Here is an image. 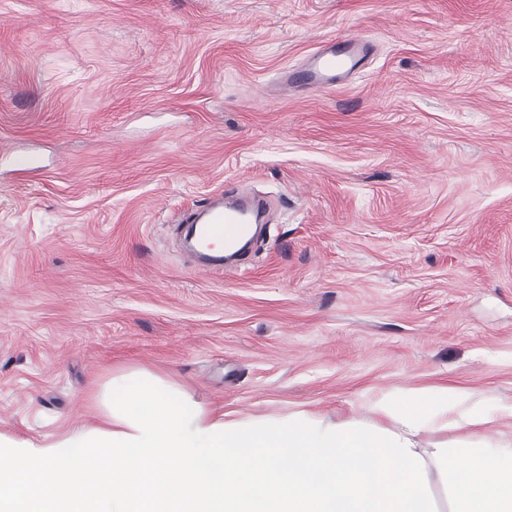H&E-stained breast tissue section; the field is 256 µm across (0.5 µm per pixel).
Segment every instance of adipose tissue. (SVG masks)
Wrapping results in <instances>:
<instances>
[{"label": "adipose tissue", "mask_w": 512, "mask_h": 512, "mask_svg": "<svg viewBox=\"0 0 512 512\" xmlns=\"http://www.w3.org/2000/svg\"><path fill=\"white\" fill-rule=\"evenodd\" d=\"M101 403L95 422L47 443L0 433V512H436L431 467L459 472L454 512H512V449L421 447L433 423H492L445 388L375 401L388 429L232 417L145 369L114 374Z\"/></svg>", "instance_id": "obj_1"}]
</instances>
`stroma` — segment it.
I'll return each mask as SVG.
<instances>
[{
  "mask_svg": "<svg viewBox=\"0 0 512 512\" xmlns=\"http://www.w3.org/2000/svg\"><path fill=\"white\" fill-rule=\"evenodd\" d=\"M363 35L345 87L284 91ZM0 432L51 441L145 368L235 416L377 423L454 387L512 443V0H0ZM270 224L202 272L215 190Z\"/></svg>",
  "mask_w": 512,
  "mask_h": 512,
  "instance_id": "stroma-1",
  "label": "stroma"
}]
</instances>
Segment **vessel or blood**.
I'll return each mask as SVG.
<instances>
[{
    "label": "vessel or blood",
    "instance_id": "b4317fda",
    "mask_svg": "<svg viewBox=\"0 0 512 512\" xmlns=\"http://www.w3.org/2000/svg\"><path fill=\"white\" fill-rule=\"evenodd\" d=\"M371 45L356 36L346 40H328L305 61L302 68L284 72L281 82L289 89H330L362 73L368 63ZM267 211V201L257 194L239 193L226 196L216 193L182 221L196 226L197 243L188 253L193 263L205 271L224 268V254L212 239L217 229L230 231L231 242H239L251 233L252 225L261 223Z\"/></svg>",
    "mask_w": 512,
    "mask_h": 512
}]
</instances>
